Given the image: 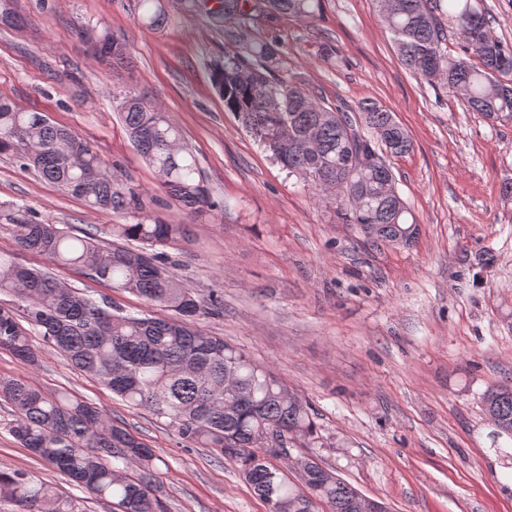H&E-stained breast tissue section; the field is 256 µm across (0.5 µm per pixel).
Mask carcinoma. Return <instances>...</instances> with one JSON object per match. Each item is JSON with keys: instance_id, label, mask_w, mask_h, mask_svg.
Instances as JSON below:
<instances>
[{"instance_id": "obj_1", "label": "carcinoma", "mask_w": 512, "mask_h": 512, "mask_svg": "<svg viewBox=\"0 0 512 512\" xmlns=\"http://www.w3.org/2000/svg\"><path fill=\"white\" fill-rule=\"evenodd\" d=\"M138 23L155 28L166 20L169 0H138ZM185 12L204 13L222 26L244 16L246 0H178ZM322 0H258L263 7L313 18ZM379 17L391 33L402 65L432 87L458 97L488 119L512 121V44L492 33L486 0H378ZM461 40V54L448 53V33ZM243 50H229L210 69L211 85L270 157L302 180L316 196H332L336 214L373 244L411 245L418 225L400 196L385 184L394 173L360 126L374 130L385 152L406 154L412 142L392 112L375 101L352 109L319 100L292 80L276 79L273 41L237 34ZM94 51L115 63L127 60L125 43L101 32ZM126 133L161 186L195 221L214 217V202L193 151L180 129L156 103L128 92L118 105ZM12 152L43 180L99 211L143 209L137 186L116 178L112 163L75 131L52 123L44 112L0 98V153ZM0 224L18 246L73 266L85 277L141 298L143 311L125 313L107 297L93 298L44 269L27 267L0 253V350L33 364L32 334L55 348L80 373L96 379L131 409L165 419L187 448L228 455L269 512H353L360 495L312 455L298 454L301 483L262 451L273 434L294 436L304 446L319 439L313 410L267 366L242 349L196 326L207 314L223 313L216 291L207 299L170 275L156 248L179 239L183 225L145 216L112 225V245L90 231L21 220ZM0 398L14 408L9 432L78 488L111 499L116 512H167L155 453L126 427L66 392L47 393L12 378H0ZM496 437L512 440V385L482 396ZM13 512H80L63 496L23 471L0 470V501Z\"/></svg>"}]
</instances>
